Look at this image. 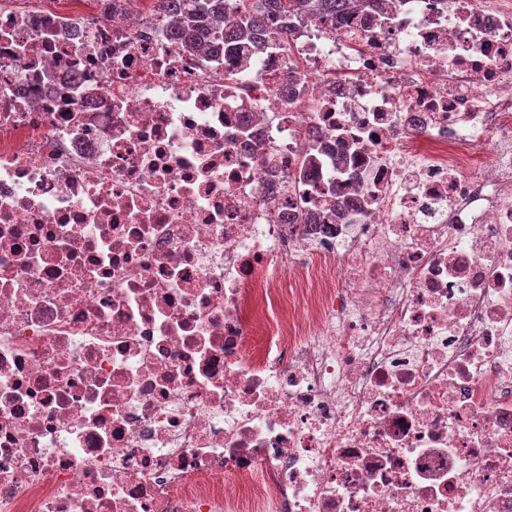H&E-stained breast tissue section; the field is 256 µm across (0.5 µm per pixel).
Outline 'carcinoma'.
Listing matches in <instances>:
<instances>
[{
  "label": "carcinoma",
  "mask_w": 512,
  "mask_h": 512,
  "mask_svg": "<svg viewBox=\"0 0 512 512\" xmlns=\"http://www.w3.org/2000/svg\"><path fill=\"white\" fill-rule=\"evenodd\" d=\"M351 0H159V10L171 18L173 40L188 49L219 50L242 41L257 46L277 30V23L291 16L311 15L333 25L347 15ZM238 13L237 24L224 26V9Z\"/></svg>",
  "instance_id": "cac0c4a2"
}]
</instances>
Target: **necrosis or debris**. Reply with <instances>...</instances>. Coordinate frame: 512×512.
<instances>
[{
	"label": "necrosis or debris",
	"instance_id": "obj_1",
	"mask_svg": "<svg viewBox=\"0 0 512 512\" xmlns=\"http://www.w3.org/2000/svg\"><path fill=\"white\" fill-rule=\"evenodd\" d=\"M0 512H512V0H0ZM159 0V10L171 18L176 29L173 40L188 49L210 50L248 41L262 46L277 30V22L301 14L311 15L325 24L347 15L351 0ZM238 13L235 26H224V9ZM187 34L191 40L186 42Z\"/></svg>",
	"mask_w": 512,
	"mask_h": 512
}]
</instances>
